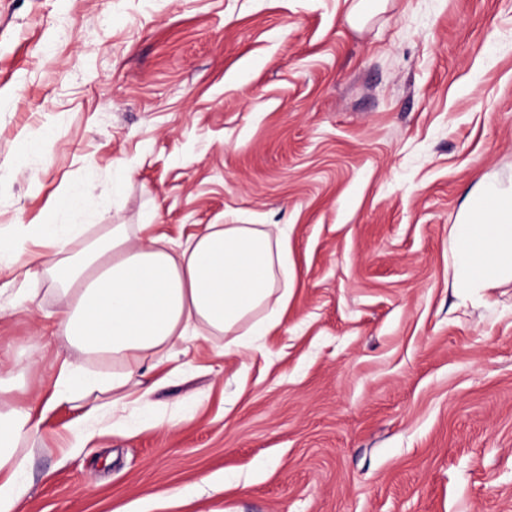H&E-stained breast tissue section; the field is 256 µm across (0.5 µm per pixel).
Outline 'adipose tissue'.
<instances>
[{"label": "adipose tissue", "mask_w": 512, "mask_h": 512, "mask_svg": "<svg viewBox=\"0 0 512 512\" xmlns=\"http://www.w3.org/2000/svg\"><path fill=\"white\" fill-rule=\"evenodd\" d=\"M84 193L73 189L61 216L18 224L0 240L9 265L41 267L59 302L58 330L72 347L118 361V372L94 377L61 358L52 400L93 392L111 405L147 363L188 338L230 335L228 355L246 342L233 332L267 335L278 323L295 280L289 235L277 224H209L178 246L149 224H108L82 237ZM452 286L477 305L512 281V185L482 180L450 234ZM34 407L0 400V512H17L27 486L24 444L40 430Z\"/></svg>", "instance_id": "ef3b65f1"}]
</instances>
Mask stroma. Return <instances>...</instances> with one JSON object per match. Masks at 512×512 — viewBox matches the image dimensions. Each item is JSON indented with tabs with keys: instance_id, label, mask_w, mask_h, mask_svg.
Listing matches in <instances>:
<instances>
[{
	"instance_id": "1",
	"label": "stroma",
	"mask_w": 512,
	"mask_h": 512,
	"mask_svg": "<svg viewBox=\"0 0 512 512\" xmlns=\"http://www.w3.org/2000/svg\"><path fill=\"white\" fill-rule=\"evenodd\" d=\"M351 4L0 0V230L83 186L87 237L280 224L298 273L272 333L178 346L113 433L48 404L57 356L97 362L1 264L0 368L43 417L19 512H512V282L462 302L449 252L512 182V0Z\"/></svg>"
}]
</instances>
